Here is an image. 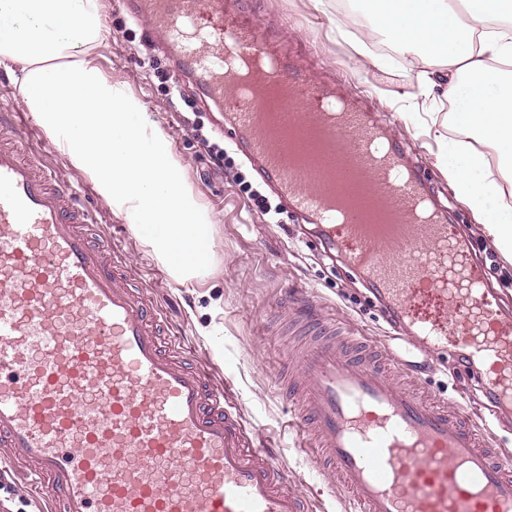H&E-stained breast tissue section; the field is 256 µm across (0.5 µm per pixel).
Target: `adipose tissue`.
Instances as JSON below:
<instances>
[{
    "label": "adipose tissue",
    "instance_id": "ef3b65f1",
    "mask_svg": "<svg viewBox=\"0 0 512 512\" xmlns=\"http://www.w3.org/2000/svg\"><path fill=\"white\" fill-rule=\"evenodd\" d=\"M368 28L419 65L422 94L454 106L461 135L439 165L505 259L512 261V206L492 180L478 136L512 183V0H467L463 29L448 0H373ZM102 0H0V66H20L19 97L48 138L96 192L145 232L179 284L210 265L215 219L193 199L183 167L146 108L114 84L95 49L107 38Z\"/></svg>",
    "mask_w": 512,
    "mask_h": 512
}]
</instances>
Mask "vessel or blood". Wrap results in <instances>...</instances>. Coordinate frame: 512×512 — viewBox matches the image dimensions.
<instances>
[{
	"label": "vessel or blood",
	"mask_w": 512,
	"mask_h": 512,
	"mask_svg": "<svg viewBox=\"0 0 512 512\" xmlns=\"http://www.w3.org/2000/svg\"><path fill=\"white\" fill-rule=\"evenodd\" d=\"M146 20L232 112L222 134L262 179L311 217L325 254L359 273L389 312L388 365L320 337L294 361L290 392L310 456L323 457L354 512H512V457L445 401L395 382L406 353L447 352L499 415L512 411V316L485 263L386 137L380 120L272 62L292 93L272 140L226 63L235 44L264 53L259 25L224 0H138ZM16 113L0 114V462L47 494L43 512H314L272 449L257 446L213 367L191 363L165 312L91 211L41 155ZM291 317L321 320L293 296Z\"/></svg>",
	"instance_id": "vessel-or-blood-1"
}]
</instances>
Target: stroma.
I'll use <instances>...</instances> for the list:
<instances>
[{
	"label": "stroma",
	"instance_id": "stroma-1",
	"mask_svg": "<svg viewBox=\"0 0 512 512\" xmlns=\"http://www.w3.org/2000/svg\"><path fill=\"white\" fill-rule=\"evenodd\" d=\"M132 2L103 0V23L111 36L96 53L113 82L139 100L167 135L196 201L215 215L216 224L208 274L184 286L167 275L137 231L116 240L115 249L136 266L143 286L166 309L185 343L217 365L216 383H230L247 426L275 448L292 485L312 497L323 512H345L344 495L337 491L333 477L319 472L301 451L297 434L288 426L289 402L274 383L297 344L285 302L295 293H307L324 314L350 324L380 347L390 345L391 329L380 304L358 277L323 255L307 218L294 213L267 186L262 192L279 206V223H268L253 210L236 183L241 174L253 182L258 179L242 153H235L233 167L213 173L201 145L184 127L181 113L186 103H194L211 135L218 124H230L231 117L204 104L191 77L179 79L182 98L170 101L161 79L175 75L176 60L161 46L159 36L132 18ZM324 3L320 11L314 0H224V8L246 24L261 20L268 48L306 72L319 90L345 95L364 110L391 114L386 134L402 144L413 169L437 194L446 221L460 225L477 254L485 258L494 287L512 300V282L504 279L512 274V262L501 256L438 167L435 130L445 129L451 140L457 137L447 127V100L420 98L414 71L395 53L382 56L377 66L357 71L353 45L360 40V31L353 26L338 31L331 20L336 0ZM46 150L50 163L90 208L94 237H109L113 225L125 223V216L97 194L58 148L50 144ZM421 366L416 378L420 391L447 401L449 409L479 413L485 397L473 388L467 369L449 356L422 359Z\"/></svg>",
	"mask_w": 512,
	"mask_h": 512
}]
</instances>
